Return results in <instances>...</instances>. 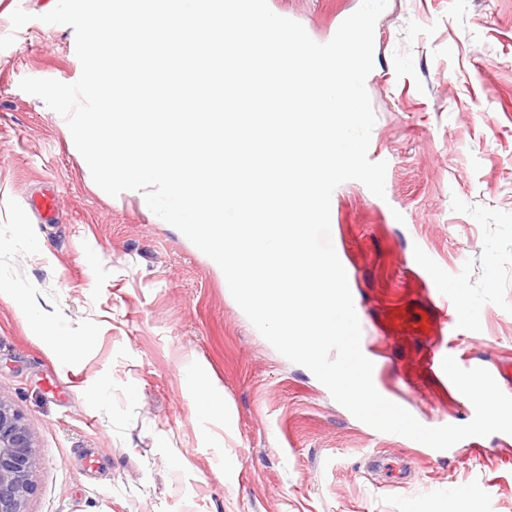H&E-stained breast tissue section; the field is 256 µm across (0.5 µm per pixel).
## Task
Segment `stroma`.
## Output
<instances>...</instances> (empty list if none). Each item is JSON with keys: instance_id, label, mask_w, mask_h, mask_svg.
Instances as JSON below:
<instances>
[{"instance_id": "35a3bbf8", "label": "stroma", "mask_w": 512, "mask_h": 512, "mask_svg": "<svg viewBox=\"0 0 512 512\" xmlns=\"http://www.w3.org/2000/svg\"><path fill=\"white\" fill-rule=\"evenodd\" d=\"M268 4L326 42L361 0ZM53 7L0 0V36L15 37L0 50V280L86 339L50 350L0 295V394L41 460L27 512H455L471 483L485 487L474 512H512V435L427 456L372 431L259 333L211 258L136 195L98 188L65 118L19 87L81 75L72 27L40 20ZM18 8L33 19L16 30ZM365 86L385 195L339 185L331 241L381 387L425 426L464 425L470 401L420 358L512 360V0H388ZM49 185L58 220L45 224L28 200ZM437 277L477 310L474 328L439 326ZM197 360L232 425L199 411L185 384Z\"/></svg>"}]
</instances>
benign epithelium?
Wrapping results in <instances>:
<instances>
[{
  "instance_id": "1",
  "label": "benign epithelium",
  "mask_w": 512,
  "mask_h": 512,
  "mask_svg": "<svg viewBox=\"0 0 512 512\" xmlns=\"http://www.w3.org/2000/svg\"><path fill=\"white\" fill-rule=\"evenodd\" d=\"M40 465L22 415L0 395V512H26L34 493L33 474Z\"/></svg>"
}]
</instances>
